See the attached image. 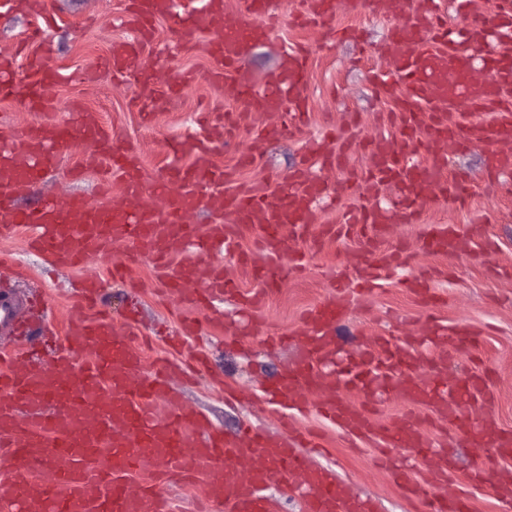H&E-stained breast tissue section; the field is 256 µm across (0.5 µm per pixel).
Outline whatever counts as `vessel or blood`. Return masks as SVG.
<instances>
[{
  "label": "vessel or blood",
  "mask_w": 512,
  "mask_h": 512,
  "mask_svg": "<svg viewBox=\"0 0 512 512\" xmlns=\"http://www.w3.org/2000/svg\"><path fill=\"white\" fill-rule=\"evenodd\" d=\"M451 6L471 17L469 32L449 29L435 0L421 6L413 0H386L387 13L400 23L391 28L385 45L388 68L375 73L374 83L395 102L394 120L403 144L398 151L376 145L367 185L375 190L385 184L399 195L392 208L375 204L349 211L348 228L360 229L367 242L381 240L385 225L411 222L426 186L437 185L442 196L453 200L467 194L461 180L443 175L446 144L463 140L482 146L489 175L512 171V0H501L489 19L475 10L474 0H452ZM337 7L336 0H302L299 14L317 24L332 17ZM181 8V0H129L122 22L133 37L113 42L108 56L97 68L81 72L80 80H96L106 70L123 74L133 78L140 101L153 103L157 90L150 72L139 65L140 51L152 41L156 20L175 16V41L207 29L206 51L221 63L244 105L214 127L211 139L232 143L236 130L261 112L285 113V126L302 120V52L284 51L277 68L260 83L248 67L254 49L278 31L274 0H244L234 14L225 11L224 0H201L195 15H181ZM23 64L40 74L25 87L14 80ZM477 64L485 72L480 81L471 77ZM61 79L42 58L0 57V96H22L33 111H41ZM463 105L477 117L460 127L449 114ZM211 139L186 137L173 143V152L183 161L169 168L168 177L182 192L160 208L144 186L139 153L123 145L98 114L76 107L67 123H34L0 140V235L24 230L30 245L63 268L110 259L115 280L124 277L128 264L113 258L112 246L127 244L163 271L168 293L197 305L235 294L233 281L225 278L212 255L221 248L235 251L238 225L255 224L261 229L257 245L264 260L252 269L264 287L245 301L259 305L266 289L278 283L277 259L291 240L309 237L314 228L321 236L335 235V226L319 224L317 218L320 202L331 191L306 166L294 170L287 188L278 192L265 184L236 181L233 172L207 162ZM74 141L87 147L90 162H107L110 175L101 190L109 192L113 182H120L129 208L115 210L79 196L64 208L49 199L34 209L18 208L16 198L55 167L63 148ZM421 150L431 154L432 164L416 162ZM199 208L223 215V223H185V213ZM469 243L465 230L447 224L429 226L421 238L423 247L450 255L467 250ZM188 282L197 283V291L186 292ZM99 299L98 283L84 284L72 306L64 343L48 362L34 356L18 361L0 352V460L9 464L0 473V512H174L171 499L156 484L166 476L201 484L204 501L223 506L225 512H274L268 489L299 473L306 476L304 512H374L369 499L343 486L333 470L312 466L286 439L254 425L229 438L194 411H165L174 393L162 368L145 369L135 342L116 331L111 316L99 309ZM346 308L347 298L341 295L307 311L300 348L272 387L273 397L296 407L304 390L323 391L324 420L372 447L381 463H389L398 446L414 457L435 460L429 482L447 485L453 454L435 447L413 416L405 414L389 424L364 406L334 397L339 384L370 394L402 389L410 400L430 404L441 423L467 427L474 444L490 442L499 448L498 457L477 463L476 480L490 484L499 499L511 500L512 473L502 462L512 458V431L502 429L490 410L471 422L476 402L486 399L487 382L477 375L460 385L449 379L444 365V354L470 351L475 333L461 327L439 330L440 352L426 359L431 378L406 387L402 374L423 360L418 344L388 340L341 353L334 327ZM20 312L17 299L0 296L1 328L15 331ZM78 353L84 357L79 365L74 362ZM228 459L249 469V479L240 480L236 470L224 469ZM144 471L154 475V482L131 491L129 476Z\"/></svg>",
  "instance_id": "b4317fda"
}]
</instances>
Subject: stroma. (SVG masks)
Here are the masks:
<instances>
[{
  "instance_id": "obj_1",
  "label": "stroma",
  "mask_w": 512,
  "mask_h": 512,
  "mask_svg": "<svg viewBox=\"0 0 512 512\" xmlns=\"http://www.w3.org/2000/svg\"><path fill=\"white\" fill-rule=\"evenodd\" d=\"M41 2L43 12L36 16L18 7L17 0H0V46L46 59L64 79L41 113L27 111L21 98L0 97V137L43 119L66 122L69 108L78 104L98 113L124 143L137 148L145 182L151 185L166 175L170 141L206 137L210 125L223 122L225 113L241 108L236 94L227 93L226 82L212 78L218 64L204 50L207 31L172 45L176 21L166 17L156 22L153 41L141 51V59L152 68L161 91L152 118H145L131 79L105 74L85 83L73 78L74 72L105 58L114 41L130 37V29L118 21L127 0ZM276 2L282 14L279 35L257 50L249 68L261 80L277 65L284 48L309 49L303 100L309 120L300 129L270 140L263 154L240 169L237 177L265 181L279 189L295 168L314 164L310 143L325 131H335L350 141L348 167L320 168V175L336 194L322 201L318 209L321 223L337 225L349 209L370 197L364 188L344 191L350 171L369 168L375 142L392 146L401 139L390 119L393 101L379 96L371 83L372 70L387 63L382 47L395 21L381 8L380 0H365L356 10L337 9L327 23L318 25L295 19L296 0ZM47 17L53 25L44 41L25 44L28 31ZM279 121L276 113L258 115L256 124L244 129L234 145L214 142L210 163L217 168L234 166L251 141ZM85 154L83 146L68 145L59 168L28 195L17 198V206L33 207L46 197L63 204L74 195L101 198L107 205L117 206L123 193L116 188L111 195L100 197L103 170L85 167ZM447 155L449 175L467 181L469 195L451 203L435 189H426L412 223L387 225L382 249L404 250L408 263L398 274L381 275L364 296L356 293V277L363 263H376L377 255L362 252L353 234L292 241L282 256L283 272L276 290L257 310L246 309L235 298L187 309L178 298L164 295L162 282L146 259L131 261L123 282L112 281L103 260H91L75 269L57 267L48 257L34 254L21 231L0 237V255L13 262L11 269L0 272V291L45 296L52 321L60 329L72 299V285L87 279L100 281L103 303L116 322H123L126 312L135 311L136 329L150 339L142 349L149 366L159 359L181 363L182 355L169 339L178 333L184 318L198 319L202 331L197 344L209 363L204 371L189 376L172 373L180 392L179 405L206 413L215 427L230 437L247 422L275 434L289 427L318 431L326 449L318 464L334 469L355 494L370 498L374 512H423L421 502L405 494L392 471L371 451L354 447L335 426L321 420L320 393H305V409L288 412L268 401L264 390L290 362L291 345L299 339L304 311L346 289L356 294L341 327L342 344L347 349L379 338L401 341L434 324L473 327L478 335L476 347L450 358L448 373L465 381L488 372L490 406L501 426L512 429V174L489 177L484 150L477 145H454ZM433 224L473 228L469 252L443 256L422 249L421 236L426 226ZM415 276L429 278L436 301L402 287V279ZM338 394L351 402L369 403L379 418L389 423L407 412L417 415L427 437L454 447L457 471L452 488L470 480L481 451L471 445L464 429L438 428L428 409L411 405L395 391L367 399L353 388L342 387Z\"/></svg>"
}]
</instances>
